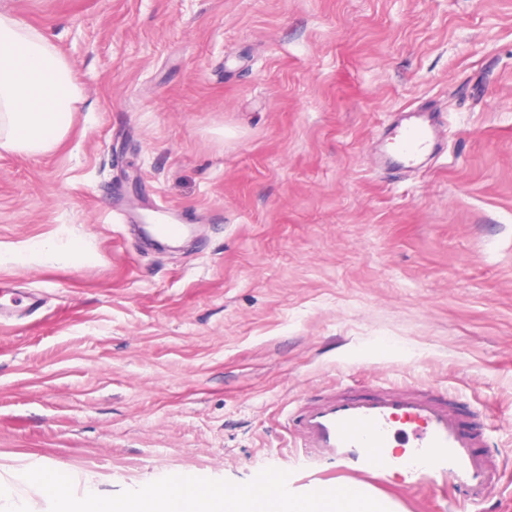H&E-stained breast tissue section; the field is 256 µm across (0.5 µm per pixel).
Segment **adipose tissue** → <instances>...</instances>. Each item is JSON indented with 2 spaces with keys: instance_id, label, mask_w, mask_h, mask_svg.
<instances>
[{
  "instance_id": "ef3b65f1",
  "label": "adipose tissue",
  "mask_w": 512,
  "mask_h": 512,
  "mask_svg": "<svg viewBox=\"0 0 512 512\" xmlns=\"http://www.w3.org/2000/svg\"><path fill=\"white\" fill-rule=\"evenodd\" d=\"M81 91L39 31L0 12V149L44 154L68 133Z\"/></svg>"
}]
</instances>
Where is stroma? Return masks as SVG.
I'll return each instance as SVG.
<instances>
[{"mask_svg":"<svg viewBox=\"0 0 512 512\" xmlns=\"http://www.w3.org/2000/svg\"><path fill=\"white\" fill-rule=\"evenodd\" d=\"M81 90L50 153L0 149V497L322 462L310 396L428 384L512 512V0H0ZM424 108L435 146L389 171ZM190 232L148 234L158 207ZM63 240L70 251H33ZM41 298L27 308V293Z\"/></svg>","mask_w":512,"mask_h":512,"instance_id":"1","label":"stroma"}]
</instances>
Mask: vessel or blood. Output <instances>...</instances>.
I'll use <instances>...</instances> for the list:
<instances>
[{
    "label": "vessel or blood",
    "mask_w": 512,
    "mask_h": 512,
    "mask_svg": "<svg viewBox=\"0 0 512 512\" xmlns=\"http://www.w3.org/2000/svg\"><path fill=\"white\" fill-rule=\"evenodd\" d=\"M395 137L389 164L414 165L433 145V124L423 112L408 113ZM286 429L294 444L330 462L314 484L318 490L334 489L342 477L382 485L397 476L408 485L427 483L433 502L453 497L480 505L501 479L482 451V433L426 385L405 393L327 392L307 401Z\"/></svg>",
    "instance_id": "obj_1"
}]
</instances>
